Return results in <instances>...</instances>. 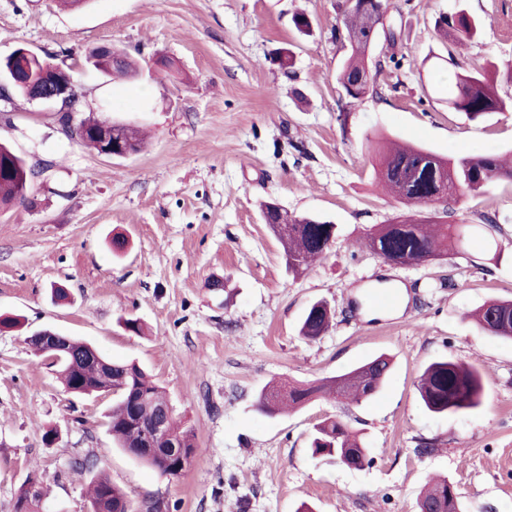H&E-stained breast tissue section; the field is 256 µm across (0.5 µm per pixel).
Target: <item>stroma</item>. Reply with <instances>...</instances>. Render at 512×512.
Returning a JSON list of instances; mask_svg holds the SVG:
<instances>
[{
  "instance_id": "35a3bbf8",
  "label": "stroma",
  "mask_w": 512,
  "mask_h": 512,
  "mask_svg": "<svg viewBox=\"0 0 512 512\" xmlns=\"http://www.w3.org/2000/svg\"><path fill=\"white\" fill-rule=\"evenodd\" d=\"M346 0H0V57L20 46L68 61L112 43L144 69L160 58L163 82L112 81L79 69L86 110L141 125L140 152L110 158L59 131L49 106L15 101L0 139L45 172L31 200L0 212V512H14L31 476L48 488L46 512H87L89 474L72 460L93 454L134 512H416L430 480L445 477L465 512H512V339L480 332L469 317L490 299L512 300V185L411 211L473 230L465 255L393 267L358 245L363 229L405 214L374 178L370 144L397 138L443 155L512 150V110L472 121L448 106L454 72L512 66V0H387L396 45L378 40L386 65L378 95L354 101L337 81L351 47ZM484 23L464 46L436 20L458 11ZM305 12L310 35L292 17ZM292 65L281 69L276 51ZM338 225L324 258L299 277L261 217L262 202ZM501 230L488 234L482 214ZM125 239L113 251L111 240ZM70 298L51 299L52 284ZM399 290V308L379 311L368 291ZM335 311L314 341L299 333L311 304ZM137 319L142 335L122 321ZM51 328L133 361L166 392L195 435L182 475L160 476L117 448L112 399L76 397L25 343ZM393 362L372 399L317 397L269 417L255 407L269 381L313 383L378 355ZM454 357L479 367L485 387L473 411L433 414L417 391L423 368ZM348 421L370 465L315 457V424ZM55 430V442L44 434ZM430 442L421 451V442Z\"/></svg>"
}]
</instances>
